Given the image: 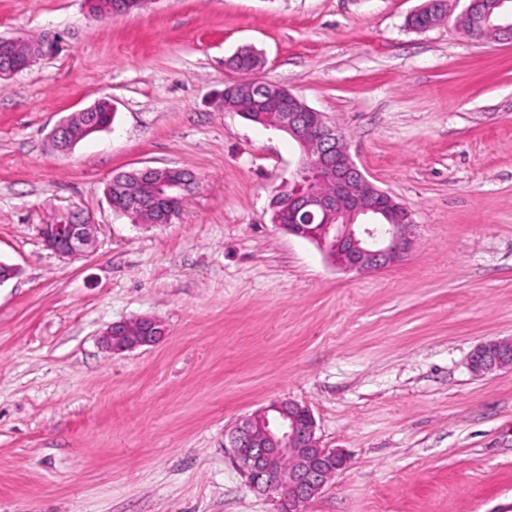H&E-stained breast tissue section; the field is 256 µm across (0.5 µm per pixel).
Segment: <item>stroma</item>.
<instances>
[{
    "mask_svg": "<svg viewBox=\"0 0 512 512\" xmlns=\"http://www.w3.org/2000/svg\"><path fill=\"white\" fill-rule=\"evenodd\" d=\"M424 0H154L110 22L84 0H0V37L53 55L0 82V512H278L228 431L276 400L312 412L346 467L304 512H512V369L468 366L512 338V45ZM261 68L226 67L238 48ZM288 88L345 135L359 169L411 211L397 265L337 268L272 222L300 153L224 111L239 80ZM111 98L69 154L53 128ZM179 167L198 185L172 223L113 213L112 175ZM95 227L48 248L44 224ZM154 318L113 354L110 324ZM431 4L433 5L430 8H426L424 10L420 9L419 11H422L419 14L408 20V23L412 28L426 30L447 20V13L441 12L434 3ZM91 224L71 221L68 224H44L40 233L45 245L55 252L67 256L80 255L91 249L95 243ZM139 323V333L134 336L130 334V322H117L108 326L102 332V343L104 346L115 352H124L144 346L155 344L163 334L160 325L152 319L141 318L135 320Z\"/></svg>",
    "mask_w": 512,
    "mask_h": 512,
    "instance_id": "1",
    "label": "stroma"
}]
</instances>
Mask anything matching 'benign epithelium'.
Masks as SVG:
<instances>
[{"label": "benign epithelium", "mask_w": 512, "mask_h": 512, "mask_svg": "<svg viewBox=\"0 0 512 512\" xmlns=\"http://www.w3.org/2000/svg\"><path fill=\"white\" fill-rule=\"evenodd\" d=\"M151 0H87L93 19L108 21L145 7ZM465 14L472 18L470 38L512 42V21L493 24L494 7L482 0H468ZM15 38H0V80L11 78L45 54V43L21 59L15 55ZM281 112L275 129L288 135L301 150L294 178L280 186L288 192V217L293 224L280 228L316 243L336 265L349 272H373L400 262L414 245L416 232L411 211L373 184L353 161L344 138L328 124L323 113L286 92L278 100ZM55 148L66 153L76 141L67 121L51 134ZM91 225L80 221L44 224L45 245L67 256L80 255L95 243ZM139 333L130 334V323L117 322L102 332V343L112 352L155 344L160 325L149 318L138 320ZM470 369L483 375L512 367V338L479 344L471 353ZM230 454L250 486L261 493L280 496L288 512L320 494L345 468L347 457L338 449L322 446L310 410L293 400L276 401L263 411L242 419L228 433Z\"/></svg>", "instance_id": "7a95c632"}]
</instances>
